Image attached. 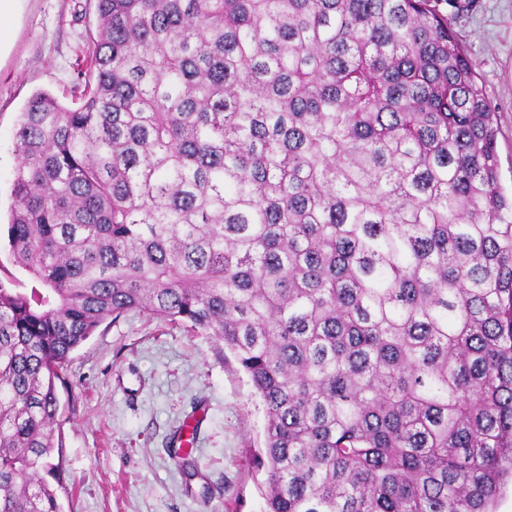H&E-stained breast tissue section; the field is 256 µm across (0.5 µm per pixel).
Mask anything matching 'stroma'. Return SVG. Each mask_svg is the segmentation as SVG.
I'll use <instances>...</instances> for the list:
<instances>
[{"label": "stroma", "instance_id": "35a3bbf8", "mask_svg": "<svg viewBox=\"0 0 512 512\" xmlns=\"http://www.w3.org/2000/svg\"><path fill=\"white\" fill-rule=\"evenodd\" d=\"M452 27L473 61L499 133L500 179L512 191V0H473ZM96 37L95 0H28L0 58V215L9 213L18 116L33 93L70 103L75 66ZM61 393L67 494L63 512H266L250 465L264 412L234 356L211 336L131 311L104 323L68 364ZM201 410L192 456L209 487L189 495L170 453Z\"/></svg>", "mask_w": 512, "mask_h": 512}]
</instances>
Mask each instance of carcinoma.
Instances as JSON below:
<instances>
[{
  "instance_id": "obj_1",
  "label": "carcinoma",
  "mask_w": 512,
  "mask_h": 512,
  "mask_svg": "<svg viewBox=\"0 0 512 512\" xmlns=\"http://www.w3.org/2000/svg\"><path fill=\"white\" fill-rule=\"evenodd\" d=\"M90 81L14 132L0 512H61L70 355L213 336L266 512H491L512 472V197L437 0H96ZM172 458L186 486L192 449Z\"/></svg>"
}]
</instances>
